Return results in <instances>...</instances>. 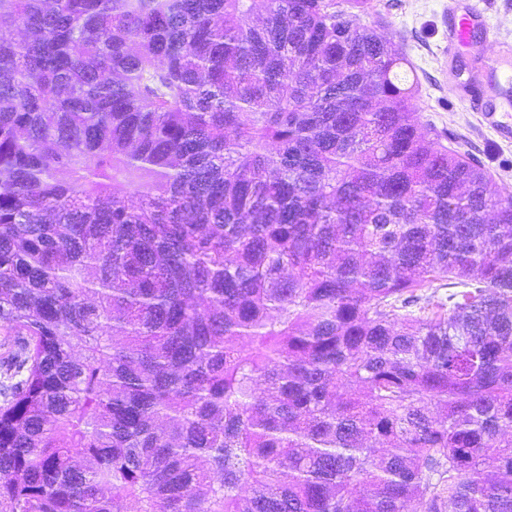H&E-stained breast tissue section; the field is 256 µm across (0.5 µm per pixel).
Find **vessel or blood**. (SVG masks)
I'll use <instances>...</instances> for the list:
<instances>
[{
	"label": "vessel or blood",
	"mask_w": 512,
	"mask_h": 512,
	"mask_svg": "<svg viewBox=\"0 0 512 512\" xmlns=\"http://www.w3.org/2000/svg\"><path fill=\"white\" fill-rule=\"evenodd\" d=\"M490 29L477 0H465L464 6L449 8L447 54L452 59L464 54L474 55L475 72L471 79L460 82L459 96L468 101L474 111L488 113L498 135L507 139L512 137V101L500 99L498 85L512 78V45L503 44L492 56L477 54L476 31Z\"/></svg>",
	"instance_id": "b4317fda"
}]
</instances>
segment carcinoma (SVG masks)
Here are the masks:
<instances>
[{"instance_id":"cac0c4a2","label":"carcinoma","mask_w":512,"mask_h":512,"mask_svg":"<svg viewBox=\"0 0 512 512\" xmlns=\"http://www.w3.org/2000/svg\"><path fill=\"white\" fill-rule=\"evenodd\" d=\"M376 14L0 0L11 512H512V191Z\"/></svg>"}]
</instances>
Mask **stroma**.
<instances>
[{
	"label": "stroma",
	"mask_w": 512,
	"mask_h": 512,
	"mask_svg": "<svg viewBox=\"0 0 512 512\" xmlns=\"http://www.w3.org/2000/svg\"><path fill=\"white\" fill-rule=\"evenodd\" d=\"M383 17L382 35L411 61L419 81L415 116L422 127L436 129L444 145L477 157L496 185L512 187V139L500 138L482 113L457 99V80L473 73L474 60L462 56L444 74L448 44V0H376Z\"/></svg>",
	"instance_id": "obj_1"
}]
</instances>
